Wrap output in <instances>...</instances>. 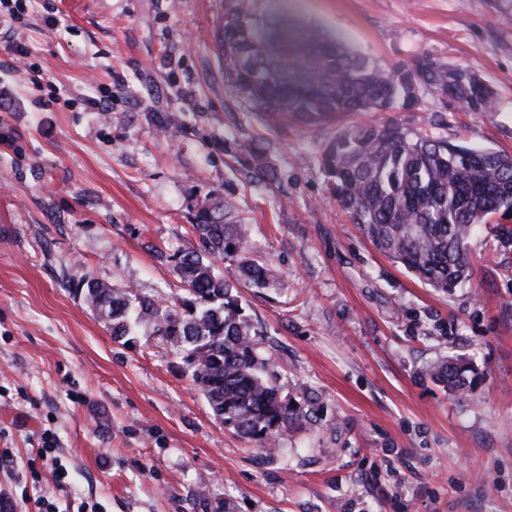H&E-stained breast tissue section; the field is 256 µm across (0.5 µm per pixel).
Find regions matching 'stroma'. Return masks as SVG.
Segmentation results:
<instances>
[{"label":"stroma","instance_id":"stroma-1","mask_svg":"<svg viewBox=\"0 0 512 512\" xmlns=\"http://www.w3.org/2000/svg\"><path fill=\"white\" fill-rule=\"evenodd\" d=\"M18 56L0 33V512H512V238L478 230L470 282L444 294L379 253L328 192L338 121L265 123L224 88V0H20ZM387 68L421 54L465 65L492 112L421 96L360 112L512 155V0H254ZM111 95L101 112L89 100ZM177 115L163 131L159 120ZM260 138L278 183L249 179L236 142ZM233 197L280 285H239L283 395L312 420L271 456L215 419L169 345L114 341L60 272L174 298L168 254L194 247L205 201ZM483 384L460 401L425 375L451 355ZM54 432L65 486L40 470Z\"/></svg>","mask_w":512,"mask_h":512}]
</instances>
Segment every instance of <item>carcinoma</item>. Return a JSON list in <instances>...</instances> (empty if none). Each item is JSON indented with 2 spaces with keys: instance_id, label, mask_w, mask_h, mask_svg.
I'll use <instances>...</instances> for the list:
<instances>
[{
  "instance_id": "1",
  "label": "carcinoma",
  "mask_w": 512,
  "mask_h": 512,
  "mask_svg": "<svg viewBox=\"0 0 512 512\" xmlns=\"http://www.w3.org/2000/svg\"><path fill=\"white\" fill-rule=\"evenodd\" d=\"M224 87L265 122L292 117L319 123L348 112H389L418 104L415 90L441 92L440 102L458 95L459 77L448 65L421 55L406 66L380 68L333 39L302 24L258 16L251 0H224L219 35ZM469 93L491 112L489 91L476 79ZM236 157L251 166L255 182L277 180L264 142L246 139ZM328 189L351 223L383 255L421 282L450 293L471 280L466 241L479 224L512 213V157L491 149L454 144L398 121L347 126L322 152ZM232 199L202 207L191 224L204 252L166 256L184 296L167 305L96 277L65 286L83 297L108 323L112 339L135 343V329L151 325L200 390L224 429L265 452L289 430L303 428L308 409L282 396L270 374L262 335L244 314L238 287L224 278L220 263L236 261L239 278L257 288L276 286L272 264L253 256ZM432 381L466 398L484 373L469 358L450 356L429 365ZM202 512H231L230 503L201 489Z\"/></svg>"
}]
</instances>
